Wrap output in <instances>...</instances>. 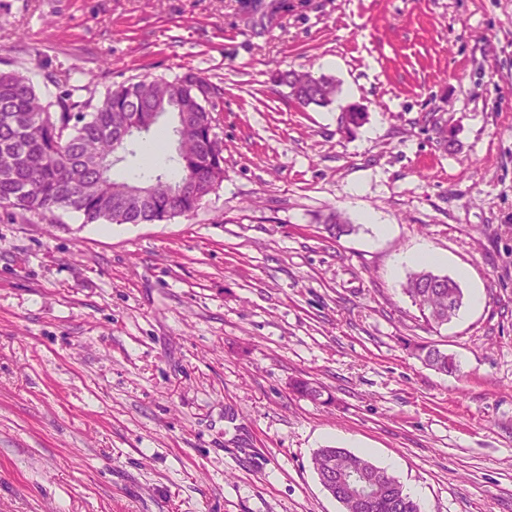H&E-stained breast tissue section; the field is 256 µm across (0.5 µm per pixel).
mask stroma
Masks as SVG:
<instances>
[{
    "label": "stroma",
    "mask_w": 512,
    "mask_h": 512,
    "mask_svg": "<svg viewBox=\"0 0 512 512\" xmlns=\"http://www.w3.org/2000/svg\"><path fill=\"white\" fill-rule=\"evenodd\" d=\"M277 2L0 0V70L44 101L193 69L224 145L165 223L0 208V512H343L324 446L423 512H512V0ZM289 69L341 92L298 107ZM423 244L464 293L439 328L403 291ZM414 350L420 359L439 372L452 374L458 371L455 358L438 348L431 345H418Z\"/></svg>",
    "instance_id": "35a3bbf8"
}]
</instances>
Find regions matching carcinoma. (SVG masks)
<instances>
[{
    "instance_id": "obj_1",
    "label": "carcinoma",
    "mask_w": 512,
    "mask_h": 512,
    "mask_svg": "<svg viewBox=\"0 0 512 512\" xmlns=\"http://www.w3.org/2000/svg\"><path fill=\"white\" fill-rule=\"evenodd\" d=\"M276 83L287 86L302 108L327 106L340 91L332 77L295 70L280 73ZM82 89L73 85L45 103L26 75L0 71V207L32 215L63 209L87 223L157 224L194 212L198 199L224 181V149L214 147L210 137L219 88L201 73L122 83L107 89L95 105L75 96ZM179 112L185 123L171 130L178 151L167 157L168 166L153 168L137 183L113 179V154L130 152L137 137L157 128L163 116ZM365 116L364 108L352 104L342 122L358 126ZM188 179L196 183L195 196L178 192ZM140 186L151 193L130 197ZM404 292L426 322L438 327L451 322L463 304L456 280L427 269L410 274ZM414 350L442 373L458 371L455 358L438 348L418 345ZM292 389L314 401L322 397L320 387L307 379L294 381ZM312 461L321 484L344 512H422L394 476L365 456L326 446Z\"/></svg>"
}]
</instances>
